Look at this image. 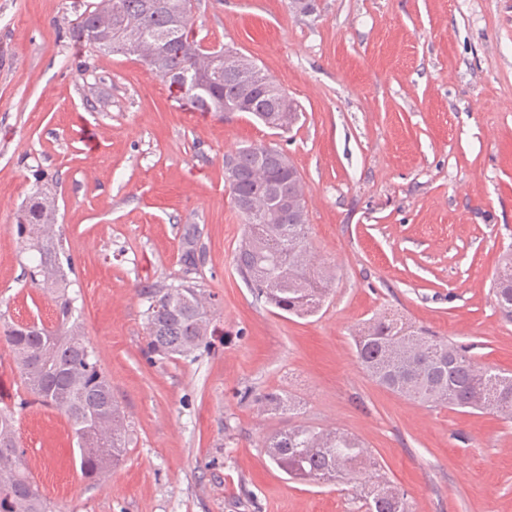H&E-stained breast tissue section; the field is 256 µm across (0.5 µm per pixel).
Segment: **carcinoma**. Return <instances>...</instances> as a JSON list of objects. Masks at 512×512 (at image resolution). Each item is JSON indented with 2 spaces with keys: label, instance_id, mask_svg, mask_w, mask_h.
Here are the masks:
<instances>
[{
  "label": "carcinoma",
  "instance_id": "1",
  "mask_svg": "<svg viewBox=\"0 0 512 512\" xmlns=\"http://www.w3.org/2000/svg\"><path fill=\"white\" fill-rule=\"evenodd\" d=\"M193 0H97L68 28L75 41L112 54L134 55L169 88L198 101L211 112H247L265 126L287 131L299 119L294 100L258 67L242 83L228 60L252 61L229 49L207 50L194 34ZM97 43L92 45L90 37ZM237 181L249 196L247 206L232 197L247 224L234 262L256 297L295 316L318 312L333 275L315 263L307 239V211L300 173L283 151L266 144L237 149ZM270 177L286 179L295 206L269 207L263 185ZM52 197L37 190L24 211L17 234L27 249L40 255L29 268L32 284L54 295L56 324L12 323L4 330L27 394L63 413L75 436L80 468L88 479L109 472L126 451V425L112 399V384L83 338L69 281L59 254L62 244L47 233L55 223ZM502 314L512 319V252L504 255L492 284ZM147 337L151 351L168 359L188 358L213 335L206 296L191 280L144 292ZM362 368L381 386L410 400L472 413L492 411L512 419V373L479 367L468 347L411 329L395 319L380 318L355 336ZM263 401L274 410L291 411V398L269 392ZM17 411H0V512H52L26 469L17 443ZM270 460L290 478L330 484L354 481L367 512H410L407 494L389 482L372 479L378 462L355 436L341 429L298 425L269 436L263 443Z\"/></svg>",
  "mask_w": 512,
  "mask_h": 512
}]
</instances>
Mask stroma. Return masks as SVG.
Returning <instances> with one entry per match:
<instances>
[{
	"label": "stroma",
	"instance_id": "35a3bbf8",
	"mask_svg": "<svg viewBox=\"0 0 512 512\" xmlns=\"http://www.w3.org/2000/svg\"><path fill=\"white\" fill-rule=\"evenodd\" d=\"M88 0H0V320L53 324L16 233L35 178L87 345L127 423L123 460L90 481L71 427L38 404L18 444L54 512H365L355 484L288 479L262 444L297 424L357 436L412 512H512V421L430 407L373 381L354 338L390 313L512 372V322L489 288L512 246V0H196L207 47L253 60L299 105L272 131L200 112L133 55L78 48ZM281 148L300 172L315 258L335 275L299 318L256 299L224 156ZM196 231L194 270L182 261ZM191 275L215 333L187 359L147 347L142 292ZM277 391L297 404L274 411Z\"/></svg>",
	"mask_w": 512,
	"mask_h": 512
}]
</instances>
